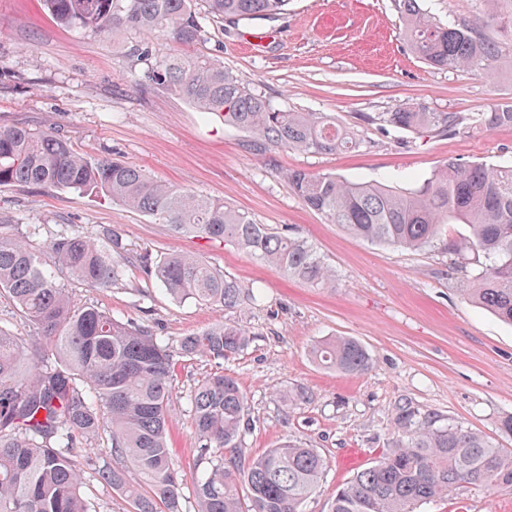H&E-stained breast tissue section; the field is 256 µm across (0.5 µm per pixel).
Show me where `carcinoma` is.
<instances>
[{
	"label": "carcinoma",
	"instance_id": "carcinoma-1",
	"mask_svg": "<svg viewBox=\"0 0 512 512\" xmlns=\"http://www.w3.org/2000/svg\"><path fill=\"white\" fill-rule=\"evenodd\" d=\"M480 0L475 23L512 29V13ZM61 25L87 33L162 34L180 46L204 35L197 0H43ZM229 23L275 19L288 0H202ZM412 51L436 69H467L490 77L504 46L476 36L466 24H443L419 0H394ZM145 81L175 92L202 114L251 137L258 155L273 147L334 154L361 141L321 112L275 107L207 56L172 54L148 70ZM380 121L415 134L443 136L468 128L512 127V105L462 116L409 104ZM295 194L329 223L370 243L407 250L436 247L448 255L457 291L499 320L512 324V165L449 159L408 187L384 181H348L333 174L288 173ZM40 186L118 201L153 217L178 235L238 245L256 259L314 288L336 286L335 271L308 241L255 224L223 201L156 181L142 169L74 151L64 139L23 125L0 127V186ZM448 224L468 234L450 238ZM34 224H0V294H6L35 330L28 343L0 328V512H92L83 497L77 458L106 432L115 465L99 472L130 498L135 512H182V487L168 445L170 400L180 360L224 359L243 350L249 333L217 321L172 344L142 324L118 320L98 307L79 305L53 267L89 288H109L125 274L129 248L117 229L96 238L61 230L47 250L28 237ZM53 265H48L46 256ZM142 271L173 299L234 308L238 282L188 253L137 255ZM320 365L355 377L373 365L357 340L336 336L312 349ZM288 407L309 400L304 388L285 390ZM200 443L194 486L197 512H303L326 461L291 439L255 456L238 448L246 433V396L222 372L188 394ZM397 436L380 460L339 486L331 512H414L467 485L512 491V450L435 412L406 405L394 418ZM142 478L127 482L126 469Z\"/></svg>",
	"mask_w": 512,
	"mask_h": 512
}]
</instances>
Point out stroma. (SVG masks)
<instances>
[{"instance_id": "stroma-1", "label": "stroma", "mask_w": 512, "mask_h": 512, "mask_svg": "<svg viewBox=\"0 0 512 512\" xmlns=\"http://www.w3.org/2000/svg\"><path fill=\"white\" fill-rule=\"evenodd\" d=\"M204 38L191 54L224 65L279 107L323 112L354 132L359 149L336 154L274 148L258 156L247 134L197 112L178 96L143 83L144 72L177 47L162 36L113 40L59 25L40 0H0V126L25 125L67 140L75 150L118 158L160 180L224 200L257 224L310 241L336 272L332 288H313L231 243L179 236L118 202L36 186L0 187V217L40 225L46 246L67 225L89 236L121 231L132 252H189L235 279L243 296L221 310L176 301L130 265L104 289L71 276L73 298L112 317L152 326L176 341L212 323L250 333L230 359L183 361L174 381L169 438L183 480L182 512H196L192 486L199 448L188 393L207 375L235 376L247 397L251 457L291 438L317 449L327 468L304 512H330L336 488L379 460L409 405L436 411L512 449L501 423L512 417V326L465 300L437 249H393L361 241L303 205L288 182L293 170L349 180L392 178L394 186L429 177L446 159L512 163V127L419 137L380 125L378 115L408 103L469 115L512 101V52L493 81L424 64L404 40L393 0H290L275 20L231 24L202 14ZM148 43L152 54L130 48ZM331 336L359 340L374 364L350 378L320 366L310 351ZM290 387L312 398L285 409ZM110 441L101 435L80 458L82 492L97 512H132L131 501L100 481ZM420 512H512V493L471 486Z\"/></svg>"}]
</instances>
